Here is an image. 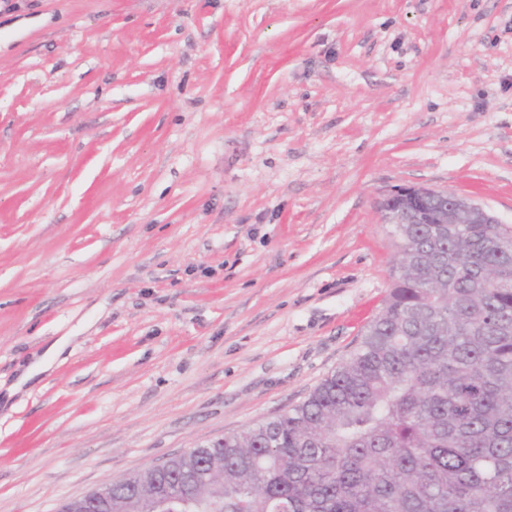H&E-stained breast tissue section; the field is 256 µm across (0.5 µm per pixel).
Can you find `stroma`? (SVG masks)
<instances>
[{
    "label": "stroma",
    "instance_id": "stroma-1",
    "mask_svg": "<svg viewBox=\"0 0 512 512\" xmlns=\"http://www.w3.org/2000/svg\"><path fill=\"white\" fill-rule=\"evenodd\" d=\"M512 225V0H0V512L303 401L382 311L379 197ZM71 341L72 337L62 336L57 341H55L51 346H49V348L43 355L39 366L27 369L25 372H23L22 375L17 380V382L14 384V386L10 389V395L13 393V391L20 389L34 376H36L40 372L49 369L52 366L55 359L65 350V348L71 343Z\"/></svg>",
    "mask_w": 512,
    "mask_h": 512
}]
</instances>
